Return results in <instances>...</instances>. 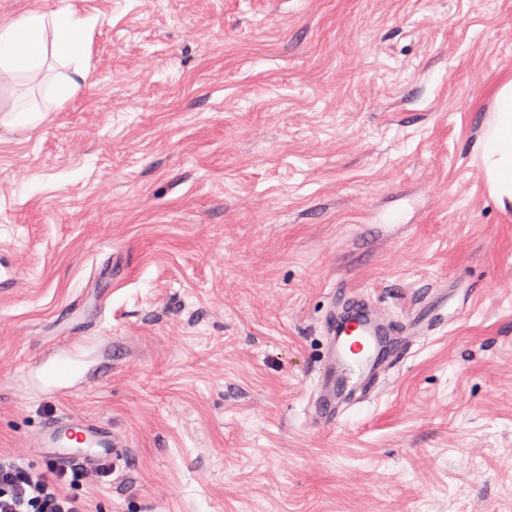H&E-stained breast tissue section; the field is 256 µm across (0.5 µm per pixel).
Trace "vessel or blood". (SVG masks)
<instances>
[{"label": "vessel or blood", "mask_w": 512, "mask_h": 512, "mask_svg": "<svg viewBox=\"0 0 512 512\" xmlns=\"http://www.w3.org/2000/svg\"><path fill=\"white\" fill-rule=\"evenodd\" d=\"M428 327V317L418 314L411 330L395 334L388 315L372 303L367 308L354 310L340 326L329 327L319 384L331 389L340 381L346 383L348 389L339 397L310 400L308 412L317 419L338 422L345 405L365 399L364 380L392 365L396 352L409 351L417 336ZM82 362V356L75 350L58 349L51 361L42 364L41 385L55 389L68 383L80 373ZM36 445L57 465L67 467L76 461L86 465L103 459L114 463L122 461L126 443L106 422L68 417L43 427Z\"/></svg>", "instance_id": "vessel-or-blood-1"}]
</instances>
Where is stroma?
<instances>
[{"label": "stroma", "instance_id": "35a3bbf8", "mask_svg": "<svg viewBox=\"0 0 512 512\" xmlns=\"http://www.w3.org/2000/svg\"><path fill=\"white\" fill-rule=\"evenodd\" d=\"M71 2L85 85H16L45 120L0 130V456L77 415L128 443L88 512H512V212L474 151L512 0ZM351 287L399 330L448 302L331 425ZM84 358L67 347L56 351L51 361L41 364L40 384L50 389H57L59 386L73 380L81 371Z\"/></svg>", "mask_w": 512, "mask_h": 512}]
</instances>
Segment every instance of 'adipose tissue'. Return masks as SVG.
<instances>
[{"label":"adipose tissue","mask_w":512,"mask_h":512,"mask_svg":"<svg viewBox=\"0 0 512 512\" xmlns=\"http://www.w3.org/2000/svg\"><path fill=\"white\" fill-rule=\"evenodd\" d=\"M94 17L80 15L73 5L52 10L30 9L0 20V81H35L59 64L63 71L46 85L57 104L72 99L87 76L89 33ZM476 151L489 194L503 211L512 209V78L493 93V106Z\"/></svg>","instance_id":"ef3b65f1"}]
</instances>
